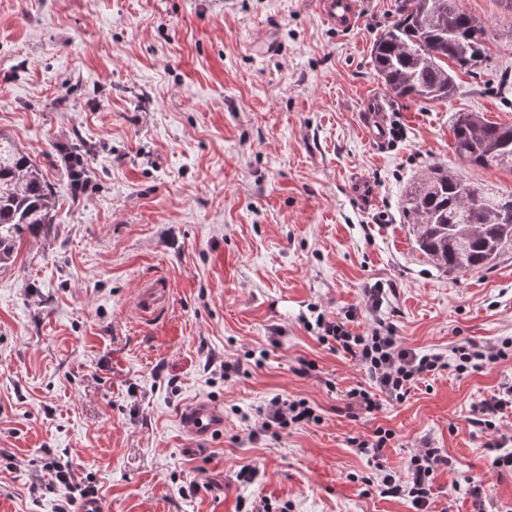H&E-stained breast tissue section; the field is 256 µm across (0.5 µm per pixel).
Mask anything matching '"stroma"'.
Instances as JSON below:
<instances>
[{"label": "stroma", "instance_id": "35a3bbf8", "mask_svg": "<svg viewBox=\"0 0 512 512\" xmlns=\"http://www.w3.org/2000/svg\"><path fill=\"white\" fill-rule=\"evenodd\" d=\"M360 2L339 31L319 0H0V131L55 200L50 235H24L0 266V512H78L47 448L110 512H418L363 479L402 473L421 448L447 459L427 512H512V468H487L512 406L487 423L478 411L512 387V357L446 367L353 419L344 399L366 375L314 324L366 332L379 288L405 348L512 344V251L447 272L403 215L435 163L512 192V170L468 166L451 133L459 112L512 123V91H496L512 87V9L461 0L488 57L429 102L393 97L373 66L398 0ZM379 118L382 143L367 136ZM69 150L87 164L79 194ZM359 179L370 201L353 195ZM156 279L166 301L145 318L136 300ZM278 395L320 423L251 438V414ZM198 400L224 415L204 439L179 426ZM379 429L392 434L380 460L351 448ZM45 468L54 478V482L67 487L72 486L74 473L69 465H64L58 461L55 456L47 451L45 458Z\"/></svg>", "mask_w": 512, "mask_h": 512}]
</instances>
